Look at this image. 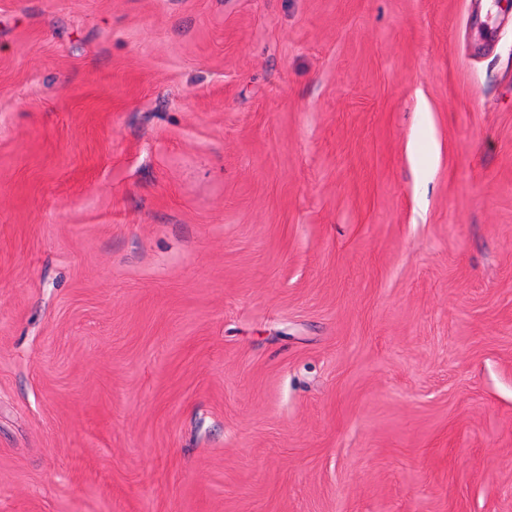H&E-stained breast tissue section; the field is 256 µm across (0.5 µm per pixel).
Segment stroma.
Masks as SVG:
<instances>
[{
  "mask_svg": "<svg viewBox=\"0 0 512 512\" xmlns=\"http://www.w3.org/2000/svg\"><path fill=\"white\" fill-rule=\"evenodd\" d=\"M0 512H512V0H0Z\"/></svg>",
  "mask_w": 512,
  "mask_h": 512,
  "instance_id": "obj_1",
  "label": "stroma"
}]
</instances>
